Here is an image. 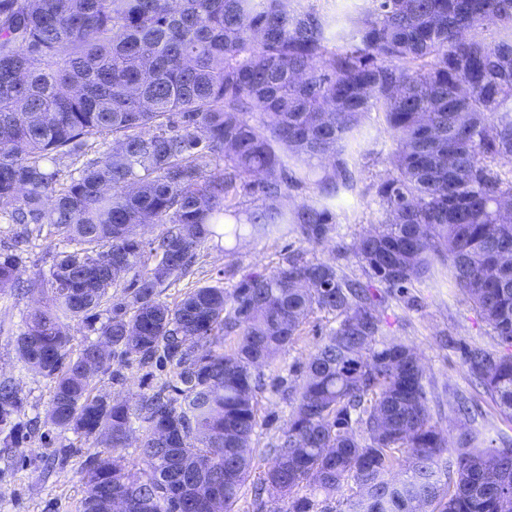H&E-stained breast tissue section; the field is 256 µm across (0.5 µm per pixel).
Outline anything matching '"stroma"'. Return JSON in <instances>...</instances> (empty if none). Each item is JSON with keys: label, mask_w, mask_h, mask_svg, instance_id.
<instances>
[{"label": "stroma", "mask_w": 512, "mask_h": 512, "mask_svg": "<svg viewBox=\"0 0 512 512\" xmlns=\"http://www.w3.org/2000/svg\"><path fill=\"white\" fill-rule=\"evenodd\" d=\"M365 126L368 135L355 155L357 185L339 202L331 239L316 246L293 235L246 238L236 246L225 239H213L192 273L164 290L163 300L176 302L189 288L205 282L220 281L226 291H233L246 275L271 273L285 257L297 252L308 259L335 262L337 242H353L379 218L372 186L388 168L390 137L378 115L366 118ZM62 248L51 231L33 236L20 265L21 279L47 275L56 252ZM446 279L442 273L398 291L375 286V293L382 297L383 338L404 342L418 353L433 385L434 422L444 430H455L459 421L456 398L466 396L477 401L484 413L487 441L498 444L512 438V422L500 417L464 364L468 349L496 346L497 339L471 303ZM41 298L37 290L25 295L0 293V379L9 378L18 384L23 398L21 418L25 421L44 420L50 399L48 380L23 367L15 350V339ZM334 325L333 316L316 314L275 364L262 368L258 427L251 442L256 463L264 462L270 444L288 421L291 407L282 396L283 390L298 386L309 354ZM113 367V373L95 378L97 394L110 403L137 405L164 376L160 370L147 373L121 356L114 358ZM88 453L85 440L46 425L25 441L22 452L0 447V512H78L88 492L82 471Z\"/></svg>", "instance_id": "obj_1"}]
</instances>
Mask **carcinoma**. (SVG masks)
Segmentation results:
<instances>
[{
  "label": "carcinoma",
  "mask_w": 512,
  "mask_h": 512,
  "mask_svg": "<svg viewBox=\"0 0 512 512\" xmlns=\"http://www.w3.org/2000/svg\"><path fill=\"white\" fill-rule=\"evenodd\" d=\"M369 2L0 0V214L20 226L0 292L20 289L23 246L52 228L66 247L27 284L47 292L16 350L51 382L46 423L97 448L79 512L128 493L136 512H231L250 479L256 512H512V443L487 445L474 418L454 434L432 424L417 353L377 347V296L346 266L290 256L231 293L218 281L161 299L214 238L328 240L377 112L391 132L378 225L337 258L390 289L445 266L503 346L465 363L512 422V0ZM306 184L315 200L278 205ZM141 224L167 228L145 242ZM316 313L336 327L253 479L260 369ZM76 320L97 339L74 351ZM117 349L168 368L134 409L93 394ZM22 409L0 381L6 448L37 431ZM135 420L142 471L122 441ZM204 457L216 470L192 473ZM175 475L192 488L178 504Z\"/></svg>",
  "instance_id": "obj_1"
}]
</instances>
